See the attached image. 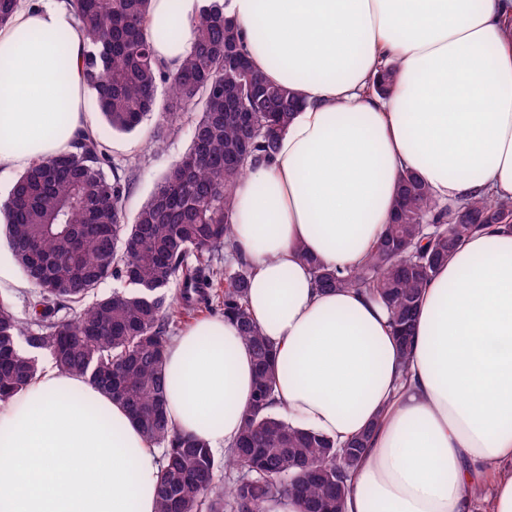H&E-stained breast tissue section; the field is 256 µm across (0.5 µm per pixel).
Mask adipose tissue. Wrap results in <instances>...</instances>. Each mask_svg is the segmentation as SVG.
<instances>
[{
  "label": "adipose tissue",
  "mask_w": 512,
  "mask_h": 512,
  "mask_svg": "<svg viewBox=\"0 0 512 512\" xmlns=\"http://www.w3.org/2000/svg\"><path fill=\"white\" fill-rule=\"evenodd\" d=\"M205 0H152L144 33L175 68ZM252 66L301 102L272 159L249 162L230 222L248 311L276 351L275 410L336 443L372 437L345 512H512V228L463 241L423 292L410 356L386 308L316 287L347 272L415 171L443 202L512 200V0H228ZM85 47L62 0H20L0 28V164L25 168L87 125ZM396 70L384 97L367 86ZM168 413L228 449L254 363L235 323L167 349ZM157 451L125 408L52 362L0 402V512H155Z\"/></svg>",
  "instance_id": "obj_1"
}]
</instances>
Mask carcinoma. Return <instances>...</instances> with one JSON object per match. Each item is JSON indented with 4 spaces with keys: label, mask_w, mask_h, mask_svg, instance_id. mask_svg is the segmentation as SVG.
Returning <instances> with one entry per match:
<instances>
[{
    "label": "carcinoma",
    "mask_w": 512,
    "mask_h": 512,
    "mask_svg": "<svg viewBox=\"0 0 512 512\" xmlns=\"http://www.w3.org/2000/svg\"><path fill=\"white\" fill-rule=\"evenodd\" d=\"M76 36L87 47L83 87L118 133L134 132L158 114L145 144L160 151L183 123L190 145L151 199L128 217L129 173L139 162L112 161L97 132L80 131L67 149L32 163L0 201L4 233L32 290L23 323L0 301V402L23 391L48 352L63 373L89 381L123 404L149 442L161 448L156 512H260L271 498L293 493L303 512H342L350 476L370 431L338 447L270 411L273 345L247 308L250 273L214 263L234 252L230 204L248 161L269 160L299 102L268 83L241 50L236 19L211 0L193 23V39L174 71L154 57L144 37L151 0H65ZM391 66L372 83L388 94ZM165 87L163 102L158 88ZM512 223V202L474 198L442 204L412 170L402 172L395 221L368 261L347 274L308 256L322 290L363 289L389 310L404 357L424 289L471 234ZM130 291L101 295L107 279ZM182 284L177 299L166 289ZM202 305L236 322L256 367L251 402L231 451L219 460L209 446L181 432L167 413L165 353L186 311ZM252 460L250 473L227 483L224 468Z\"/></svg>",
    "instance_id": "carcinoma-1"
}]
</instances>
